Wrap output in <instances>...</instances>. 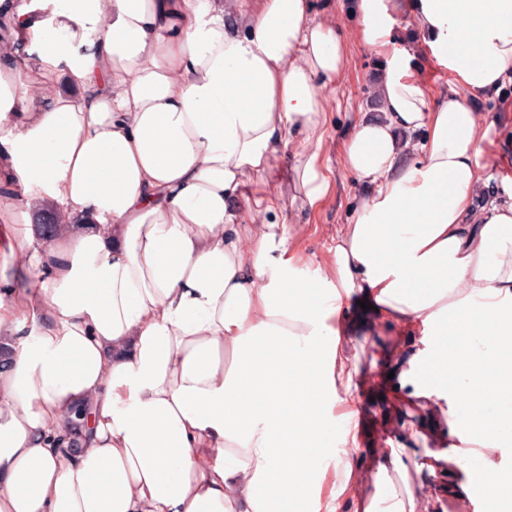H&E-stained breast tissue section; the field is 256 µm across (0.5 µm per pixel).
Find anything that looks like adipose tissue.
Segmentation results:
<instances>
[{
	"instance_id": "adipose-tissue-1",
	"label": "adipose tissue",
	"mask_w": 512,
	"mask_h": 512,
	"mask_svg": "<svg viewBox=\"0 0 512 512\" xmlns=\"http://www.w3.org/2000/svg\"><path fill=\"white\" fill-rule=\"evenodd\" d=\"M51 9V30L31 25ZM362 42L382 59L381 109L355 123L345 162L372 188L340 237L339 289L296 280L287 227L242 224L245 177H263L287 131L325 121L323 81L343 47L308 0H31L0 9V512H298L319 469L324 403H355L337 361L347 300L421 328L399 373L404 399L441 400L457 446L437 473L506 433L501 401L460 420L484 382L474 359L512 341V202L478 205L494 118L475 98L512 87V0H354ZM421 36L403 40L400 20ZM447 71L431 97L412 63ZM25 70L43 84L18 83ZM76 87L52 89L58 75ZM418 163L404 160L409 146ZM38 198L74 230L31 249L15 216ZM280 275H269L272 265ZM89 413L62 454L75 410ZM345 484L316 512H415L413 498Z\"/></svg>"
}]
</instances>
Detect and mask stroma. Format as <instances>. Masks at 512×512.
<instances>
[{
	"label": "stroma",
	"instance_id": "obj_1",
	"mask_svg": "<svg viewBox=\"0 0 512 512\" xmlns=\"http://www.w3.org/2000/svg\"><path fill=\"white\" fill-rule=\"evenodd\" d=\"M314 20L336 27L344 43V65L340 79L322 83L320 92L327 101L326 121L320 129V141L303 142L299 132H291L288 151L272 163L265 178H246L238 199V216L243 224L277 222L288 225L291 234L289 255L292 272L315 287L338 285L333 271L336 240L351 215L367 196L368 188L359 183L345 165L344 150L350 128L364 112L370 111L377 95L375 77L379 60L357 35L349 15L350 0H310ZM479 112L496 117L484 144L482 172L487 180V196L500 195V178L507 172L506 159L512 157V94L507 97L474 103ZM316 153L317 167L328 182L325 195L314 206H301L295 199V170L299 152ZM274 202L275 212H267V202ZM345 334L341 339L343 356L357 386L359 413L353 421L365 437L361 447L351 449L355 473L367 481L375 471L371 440L387 430L410 431L422 426L430 438L408 441L407 454L412 464L404 479L395 480L397 490H410L415 512H485L480 475L468 463L450 465L446 473L431 476L420 469L427 453L438 448V433L446 424L436 405H421L394 398L382 368L380 354L395 351L409 359L420 347L421 335L408 326L385 329L377 325L370 310L350 302L344 318Z\"/></svg>",
	"mask_w": 512,
	"mask_h": 512
}]
</instances>
